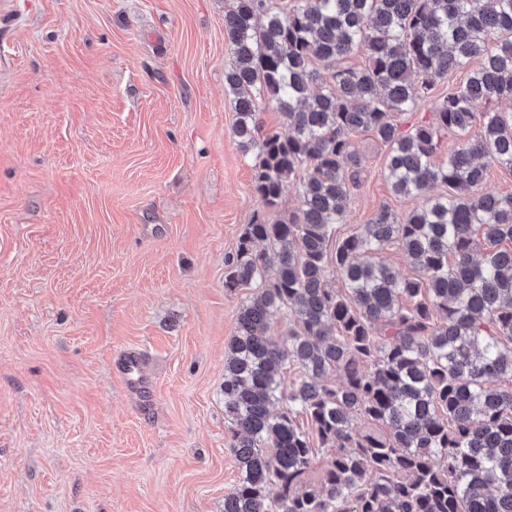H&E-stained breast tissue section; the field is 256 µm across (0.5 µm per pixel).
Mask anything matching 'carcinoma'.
<instances>
[{"mask_svg": "<svg viewBox=\"0 0 512 512\" xmlns=\"http://www.w3.org/2000/svg\"><path fill=\"white\" fill-rule=\"evenodd\" d=\"M224 31L255 192L270 212L289 181L300 199L248 225L227 262L224 287L252 293L224 354L239 471L224 512H512V194L479 191L487 166L512 169V111L481 113L470 135L476 102L512 99V0H232ZM475 60L431 121L401 128ZM265 106L287 132L260 134ZM361 133L420 203L341 236ZM396 244L414 277L379 259ZM276 315L287 327L269 336ZM476 66L477 62H473L466 68L448 74L447 78L438 83L430 98L420 103V105L412 112H407L401 116L400 120L403 123V126L406 128L407 126L420 121L431 120L433 117L432 112H434L435 104L439 96L448 91V87L462 85L466 81L469 71Z\"/></svg>", "mask_w": 512, "mask_h": 512, "instance_id": "obj_1", "label": "carcinoma"}]
</instances>
